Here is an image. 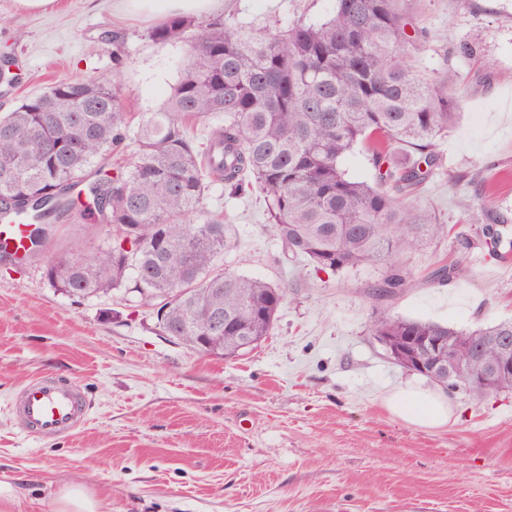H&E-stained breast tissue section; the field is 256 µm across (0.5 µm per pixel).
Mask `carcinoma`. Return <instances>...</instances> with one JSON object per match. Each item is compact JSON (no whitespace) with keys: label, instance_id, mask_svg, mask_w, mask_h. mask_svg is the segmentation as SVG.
Masks as SVG:
<instances>
[{"label":"carcinoma","instance_id":"carcinoma-1","mask_svg":"<svg viewBox=\"0 0 512 512\" xmlns=\"http://www.w3.org/2000/svg\"><path fill=\"white\" fill-rule=\"evenodd\" d=\"M155 43L182 42L186 62L163 107L131 133L119 70L112 77L57 79L48 91L0 115V219L23 217L30 242L67 221L85 187L82 218L112 225V241L88 260L58 256L43 274L78 301L125 288L156 307L157 325L192 348L201 336L241 355L244 326L254 340L270 335L287 289L222 268L235 247L230 225L203 200L214 182L232 196L264 194L267 222L285 259H307L318 273L369 263L384 267L370 289L377 301L409 285L402 259L448 226L410 200L437 164V139L458 115L454 72L440 83L416 69L427 42L413 0H333L320 23L301 21L261 35L217 18L171 15L154 26ZM218 119L206 142L192 121ZM417 160L401 168L392 142ZM361 145L377 183L349 179L340 160ZM369 334L430 337L459 351L476 375L512 346V320L458 330L382 309ZM425 378L475 399L512 391V377L492 391L451 387L448 375Z\"/></svg>","mask_w":512,"mask_h":512}]
</instances>
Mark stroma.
<instances>
[{"label": "stroma", "mask_w": 512, "mask_h": 512, "mask_svg": "<svg viewBox=\"0 0 512 512\" xmlns=\"http://www.w3.org/2000/svg\"><path fill=\"white\" fill-rule=\"evenodd\" d=\"M332 0H224L213 17L260 34L324 19ZM428 40L415 64L431 82L453 69L459 117L438 142L439 164L415 194L448 235L406 258L411 282L388 303L369 294L383 268L334 275L284 261L260 193L211 186L204 205L235 225L225 255L235 273L288 286L274 328L227 361L162 335L152 308L118 290L77 302L52 288L40 263L0 260V482L12 512H53L57 490L82 483L107 512H512V392L449 394L438 428L409 424L385 401L427 378L391 363L368 333L381 309L471 330L512 319V264L481 229L512 225V0H418ZM153 15L119 18L117 0H62L49 13L0 0V53L20 80L0 86V113L59 77L86 80L120 69L128 111H156L177 83L181 43L148 37ZM126 55L115 63L107 32ZM474 44L473 55L462 54ZM107 224H66L44 250L86 254L109 242ZM446 282L433 273L457 257ZM77 383L87 422L48 439L15 428L11 403L30 379Z\"/></svg>", "instance_id": "stroma-1"}]
</instances>
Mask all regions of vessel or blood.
Masks as SVG:
<instances>
[{
	"instance_id": "1",
	"label": "vessel or blood",
	"mask_w": 512,
	"mask_h": 512,
	"mask_svg": "<svg viewBox=\"0 0 512 512\" xmlns=\"http://www.w3.org/2000/svg\"><path fill=\"white\" fill-rule=\"evenodd\" d=\"M0 248L21 260L27 255L26 226L20 220L0 224ZM18 429L44 438L66 437L84 424L87 407L78 384L41 376L22 387L12 403Z\"/></svg>"
}]
</instances>
